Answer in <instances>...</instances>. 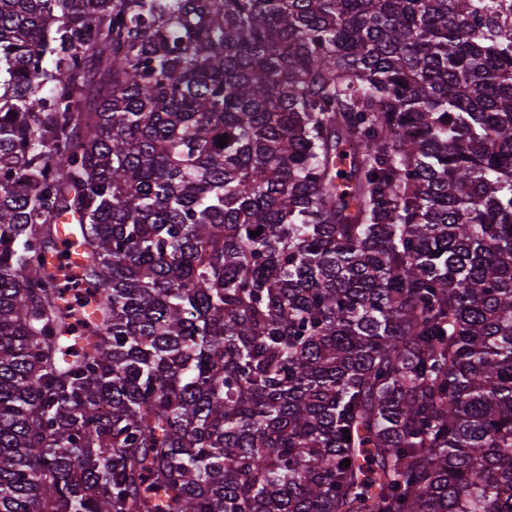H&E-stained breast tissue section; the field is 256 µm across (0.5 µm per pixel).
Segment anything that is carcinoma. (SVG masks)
Listing matches in <instances>:
<instances>
[{
	"mask_svg": "<svg viewBox=\"0 0 512 512\" xmlns=\"http://www.w3.org/2000/svg\"><path fill=\"white\" fill-rule=\"evenodd\" d=\"M0 512H512L502 5L0 0Z\"/></svg>",
	"mask_w": 512,
	"mask_h": 512,
	"instance_id": "obj_1",
	"label": "carcinoma"
}]
</instances>
